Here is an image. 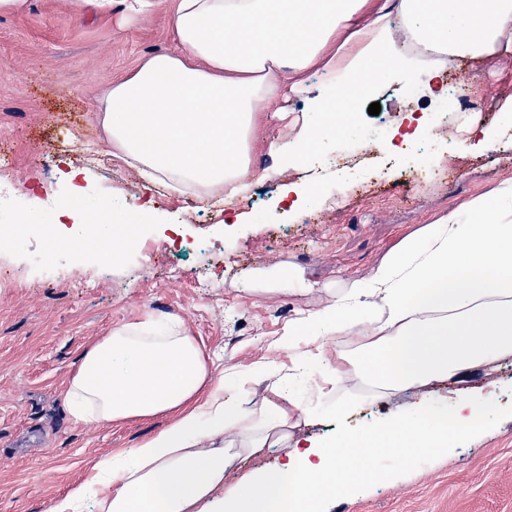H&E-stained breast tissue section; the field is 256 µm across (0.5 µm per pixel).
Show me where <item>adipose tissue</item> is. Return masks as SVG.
<instances>
[{
    "label": "adipose tissue",
    "instance_id": "1",
    "mask_svg": "<svg viewBox=\"0 0 512 512\" xmlns=\"http://www.w3.org/2000/svg\"><path fill=\"white\" fill-rule=\"evenodd\" d=\"M404 20L408 45L392 33ZM181 51L158 54L114 82L94 105L114 156L147 182L163 181L199 197L242 194L251 172L250 141L264 120L292 127L268 152L300 165L341 133L361 95L391 67L416 75L408 46L443 55L449 67L512 55V0H175ZM323 71L335 97L311 94L306 75ZM308 101L288 111L289 96ZM312 291L302 272H256L242 291ZM292 379L248 400L252 371L214 379L182 320L113 326L90 344L70 374L65 409L76 421L121 425L165 418L136 446L107 453L57 498L52 512H323L329 495L357 493L387 456L411 462L447 453L485 424V406L455 400L449 415L399 410L367 431L317 443L301 426L324 412L350 415L370 402L414 389L440 392L471 370L512 357V180L433 218L402 238L365 278L332 289L316 310L289 321L277 342L293 350ZM279 448L284 460L232 484L242 461Z\"/></svg>",
    "mask_w": 512,
    "mask_h": 512
}]
</instances>
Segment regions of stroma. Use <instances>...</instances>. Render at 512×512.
Here are the masks:
<instances>
[{"mask_svg": "<svg viewBox=\"0 0 512 512\" xmlns=\"http://www.w3.org/2000/svg\"><path fill=\"white\" fill-rule=\"evenodd\" d=\"M123 0L111 10H76L69 0H27L23 11L0 12V181L12 194L13 215L34 217L44 201L69 193L67 172L85 169L89 199L107 198L129 223L139 224V249L103 267L94 252L33 236L42 262L0 250V512H50L54 500L82 481L95 459L130 448L156 433L164 418L119 426L73 422L63 406L67 380L83 351L121 322L181 319L201 345L213 375L226 367L246 371L260 363L289 365L273 349L288 322L323 299L303 294L245 293L237 284L259 269L295 266L320 284L366 277L399 240L434 217L486 194L512 178V147L491 150L461 143L449 132L432 157L444 179L408 182L419 160L392 136L378 146L366 135L395 128L406 112L434 119L436 107L422 80L387 73L354 108L355 127L333 150L368 153L379 175L359 179L313 166L277 167L268 140L290 137L269 121L255 133L251 168L261 175V199L251 206L232 198L187 213L186 198L146 186L139 170L112 155L93 123L94 101L112 82L148 57L177 52L173 12L140 21L124 19ZM449 79L477 89L479 125H499L498 102L512 96V57L467 61ZM379 115L368 113L370 103ZM318 180L320 190L298 208L283 191ZM169 255L176 269L157 263L136 278L140 249ZM207 269L210 285L196 287ZM484 387L487 420L458 439L447 455L424 458L398 483H377L355 498L338 497L331 512H512V358L466 378ZM399 396L374 403L347 423L329 417L305 427L322 442L342 429L365 430L406 404Z\"/></svg>", "mask_w": 512, "mask_h": 512, "instance_id": "1", "label": "stroma"}]
</instances>
